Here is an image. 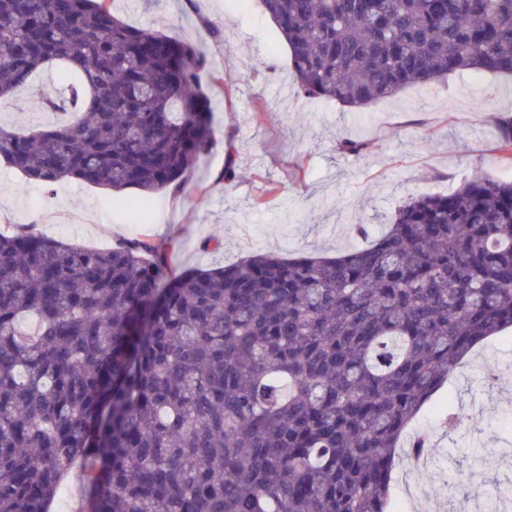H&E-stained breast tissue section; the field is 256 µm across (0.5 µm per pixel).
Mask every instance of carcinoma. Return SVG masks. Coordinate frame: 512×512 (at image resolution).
Wrapping results in <instances>:
<instances>
[{
	"mask_svg": "<svg viewBox=\"0 0 512 512\" xmlns=\"http://www.w3.org/2000/svg\"><path fill=\"white\" fill-rule=\"evenodd\" d=\"M297 94L363 108L457 71L512 76V0H261ZM60 66L67 122L0 159L140 202L213 142L200 48L107 0H0V99ZM512 162V116L497 118ZM36 323L34 331L24 327ZM512 328V181L403 201L370 247L175 273L146 239L0 233V512H392L397 449Z\"/></svg>",
	"mask_w": 512,
	"mask_h": 512,
	"instance_id": "obj_1",
	"label": "carcinoma"
}]
</instances>
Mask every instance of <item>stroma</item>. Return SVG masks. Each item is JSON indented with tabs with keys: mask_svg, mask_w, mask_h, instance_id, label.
<instances>
[{
	"mask_svg": "<svg viewBox=\"0 0 512 512\" xmlns=\"http://www.w3.org/2000/svg\"><path fill=\"white\" fill-rule=\"evenodd\" d=\"M123 21L195 43L205 53L203 90L214 140L179 193L151 198L148 221L112 193L78 180L25 183L0 161V231L32 228L65 242L106 248L146 238L176 271L212 269L258 252L285 258L364 246L352 227L380 235L405 198L449 193L474 172L512 181L495 118L512 115V78L463 71L409 87L360 110L292 94L290 51L248 0H109ZM55 69L0 102V124L56 123L39 94L60 95ZM371 143L360 158L341 138ZM237 148L224 183L225 141ZM431 443L418 474L397 467L396 512H496L512 487V331L491 338L451 376L416 425Z\"/></svg>",
	"mask_w": 512,
	"mask_h": 512,
	"instance_id": "35a3bbf8",
	"label": "stroma"
}]
</instances>
